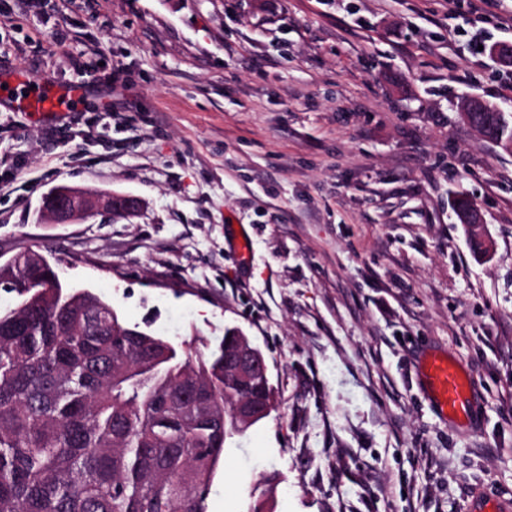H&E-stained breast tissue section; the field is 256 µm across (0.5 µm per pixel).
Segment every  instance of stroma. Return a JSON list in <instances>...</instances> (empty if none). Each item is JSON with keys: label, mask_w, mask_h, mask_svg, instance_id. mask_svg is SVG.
Returning <instances> with one entry per match:
<instances>
[{"label": "stroma", "mask_w": 512, "mask_h": 512, "mask_svg": "<svg viewBox=\"0 0 512 512\" xmlns=\"http://www.w3.org/2000/svg\"><path fill=\"white\" fill-rule=\"evenodd\" d=\"M0 23V79L79 92L52 139L0 101V263L39 251L125 326L201 353L234 328L268 361L275 408L227 444L206 512H248L268 478L275 512L512 500V154L461 118L512 106L488 51L512 0L487 20L453 0H0ZM60 184L144 210L37 223ZM440 350L475 376L478 430L419 388Z\"/></svg>", "instance_id": "1"}]
</instances>
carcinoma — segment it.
<instances>
[{"instance_id":"1","label":"carcinoma","mask_w":512,"mask_h":512,"mask_svg":"<svg viewBox=\"0 0 512 512\" xmlns=\"http://www.w3.org/2000/svg\"><path fill=\"white\" fill-rule=\"evenodd\" d=\"M509 114L477 113L493 141ZM0 512H206L226 443L222 341L212 358L119 322L37 254L0 264Z\"/></svg>"}]
</instances>
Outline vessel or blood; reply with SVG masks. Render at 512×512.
I'll use <instances>...</instances> for the list:
<instances>
[{
  "label": "vessel or blood",
  "mask_w": 512,
  "mask_h": 512,
  "mask_svg": "<svg viewBox=\"0 0 512 512\" xmlns=\"http://www.w3.org/2000/svg\"><path fill=\"white\" fill-rule=\"evenodd\" d=\"M0 98L13 100L25 110L46 117L66 112L71 100L69 93L54 90L48 76L41 72L6 81L0 88ZM418 373L439 417L451 422L469 421L476 386L470 371L444 351L424 355ZM467 512H512V502L478 494L470 500Z\"/></svg>",
  "instance_id": "1"
}]
</instances>
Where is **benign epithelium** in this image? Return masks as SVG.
<instances>
[{"label":"benign epithelium","mask_w":512,"mask_h":512,"mask_svg":"<svg viewBox=\"0 0 512 512\" xmlns=\"http://www.w3.org/2000/svg\"><path fill=\"white\" fill-rule=\"evenodd\" d=\"M142 210L139 197L128 194L101 195L82 189L59 187L55 205H40L38 218L46 224H75L106 211L111 215L134 216ZM233 346L224 363V378L234 383L259 380L269 385L268 365L262 351L243 333L235 331ZM271 404L246 395L231 404L230 414L236 425L246 427L268 415Z\"/></svg>","instance_id":"obj_1"}]
</instances>
